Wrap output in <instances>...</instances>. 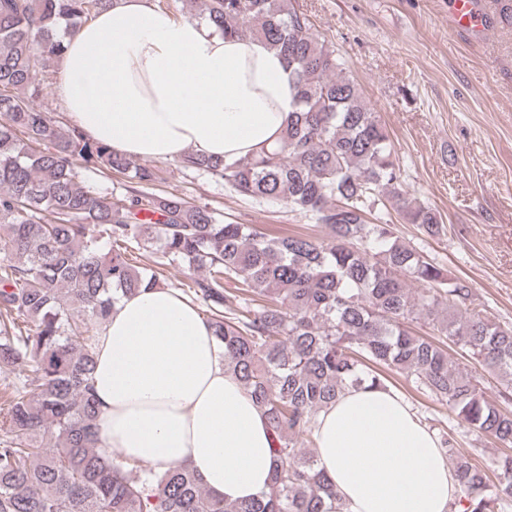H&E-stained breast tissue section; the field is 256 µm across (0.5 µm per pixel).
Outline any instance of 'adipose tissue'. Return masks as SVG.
<instances>
[{"instance_id": "adipose-tissue-1", "label": "adipose tissue", "mask_w": 512, "mask_h": 512, "mask_svg": "<svg viewBox=\"0 0 512 512\" xmlns=\"http://www.w3.org/2000/svg\"><path fill=\"white\" fill-rule=\"evenodd\" d=\"M57 93L85 137L130 158L186 150L227 161L275 146L292 75L260 39L112 0L64 39ZM99 446L157 467L188 464L217 498L268 489L267 419L224 366L206 317L161 285L125 295L92 373ZM317 465L349 512H448L455 480L433 433L394 392L348 388L316 418Z\"/></svg>"}]
</instances>
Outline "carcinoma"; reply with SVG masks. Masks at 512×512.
<instances>
[{"instance_id": "carcinoma-1", "label": "carcinoma", "mask_w": 512, "mask_h": 512, "mask_svg": "<svg viewBox=\"0 0 512 512\" xmlns=\"http://www.w3.org/2000/svg\"><path fill=\"white\" fill-rule=\"evenodd\" d=\"M109 4L0 0V371L26 359L38 375L37 393L15 387L4 401L0 512H346L317 469L315 417L349 386L390 389L393 374L503 445L479 464L438 435L457 482L452 512H509L512 412L448 363V345L512 385V325L382 222L387 201L429 236L442 224L407 196L387 131L336 50L293 0H190L215 32L267 40L293 75L296 110L274 149L231 162L181 158L240 198L328 230L271 236L158 188L154 167L41 111L39 72L64 51L60 27ZM89 168L122 177L125 196L87 180ZM133 244L193 275L183 294L206 305L225 367L266 415L274 467L255 500L224 502L187 465L147 468L97 445L98 326L119 296L161 284L128 257ZM420 319L442 339L415 334Z\"/></svg>"}]
</instances>
